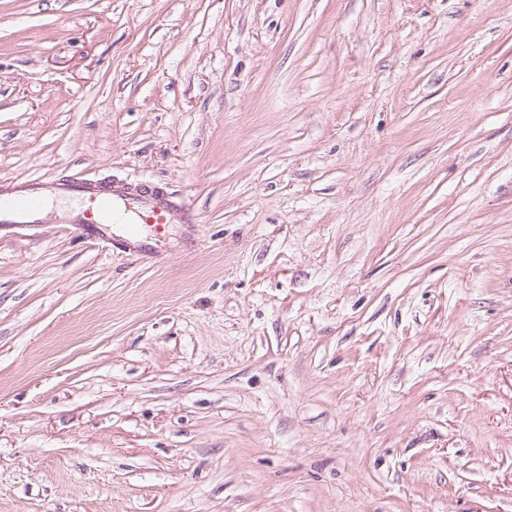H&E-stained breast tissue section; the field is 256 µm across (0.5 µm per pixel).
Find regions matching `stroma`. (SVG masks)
Wrapping results in <instances>:
<instances>
[{
	"label": "stroma",
	"mask_w": 512,
	"mask_h": 512,
	"mask_svg": "<svg viewBox=\"0 0 512 512\" xmlns=\"http://www.w3.org/2000/svg\"><path fill=\"white\" fill-rule=\"evenodd\" d=\"M75 172L197 222L0 236V512H512V0H0Z\"/></svg>",
	"instance_id": "stroma-1"
}]
</instances>
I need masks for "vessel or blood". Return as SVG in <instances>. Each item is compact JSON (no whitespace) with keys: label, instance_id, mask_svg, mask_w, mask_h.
<instances>
[{"label":"vessel or blood","instance_id":"obj_1","mask_svg":"<svg viewBox=\"0 0 512 512\" xmlns=\"http://www.w3.org/2000/svg\"><path fill=\"white\" fill-rule=\"evenodd\" d=\"M76 198L75 208L58 210L56 223L83 238L148 260L161 254L169 227L195 218L184 201L163 187L75 176L69 179L0 180V230L36 224L49 202Z\"/></svg>","mask_w":512,"mask_h":512}]
</instances>
